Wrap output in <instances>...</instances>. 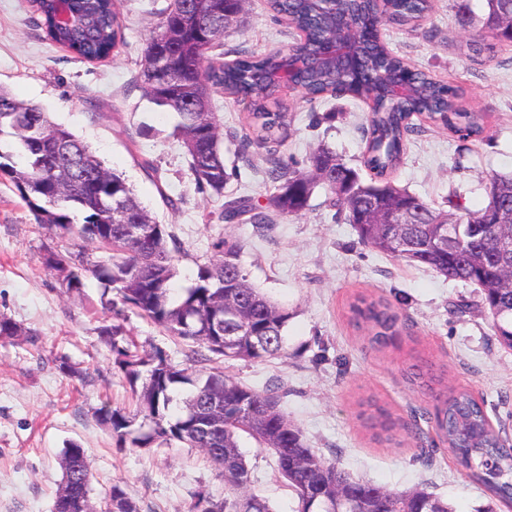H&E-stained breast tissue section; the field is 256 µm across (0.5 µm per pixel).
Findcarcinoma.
<instances>
[{
    "label": "carcinoma",
    "instance_id": "obj_1",
    "mask_svg": "<svg viewBox=\"0 0 512 512\" xmlns=\"http://www.w3.org/2000/svg\"><path fill=\"white\" fill-rule=\"evenodd\" d=\"M39 17L45 37L74 56L90 62L109 59L124 43L117 0H70L75 22L64 25L56 0H26ZM246 0H182L168 8L150 38L141 61L140 80L153 105L177 115L172 135L191 159L197 188L224 193L230 174L224 164L220 121L211 112L212 97L224 93L247 102L249 132L239 152L252 145L274 144L269 150L267 176L274 191L263 205L235 198L224 204L221 218L230 223L250 214L252 224L268 225L273 217L298 215L309 207L314 189L323 187L333 204L352 225L358 242L376 252L413 265H424L446 280L470 283L481 290L480 307L491 319L493 335L512 351V249L493 250L495 240L509 231L512 221V172L494 174L487 186L488 202L476 212L463 204L453 211L432 207L426 200L396 186L389 178L401 162L404 142L418 131L413 117L424 116L463 137H481L484 116L463 105V91L413 69L392 54L379 37L377 0H271L277 15L300 33L302 67L294 79L308 100L323 94L365 98L371 102L366 129L364 166L370 181L349 166L331 147L319 144L305 168L292 170L280 147L288 138V113L274 112L281 84L272 76L288 66V54L244 56L230 63L204 65L219 34L244 11ZM482 28L495 41L512 42V0H486ZM429 0H387L389 18L402 22L421 17ZM346 18L355 32L354 51L341 68L323 59L324 45L335 34L338 19ZM177 73L175 80L151 76L157 53ZM386 74L408 84L412 92L394 97L386 89ZM0 178L9 182L40 226L56 234L92 242L109 254L89 269L83 263L66 272L69 291H80L92 277L113 292L112 309L130 310L159 325L170 336L198 346L200 361L218 358L264 360L287 355L285 331L293 313L273 303L248 278L238 262L242 244L220 236L213 247L220 259L197 265L193 283L172 296L178 263L187 256L181 243L152 218L125 176L104 164L90 147L67 127L51 120L41 107L19 100L0 88ZM400 203L411 223H386L388 207ZM142 224L153 230L144 239L128 235L127 227ZM453 232L449 247L438 245V229ZM405 248L399 249L394 235ZM232 297L239 309L223 308ZM352 320L372 331L370 342L384 346L405 329L398 312L382 299L360 298L351 306ZM100 339L112 348L136 400V413L106 409L119 447L145 448L155 442L181 443L203 452L217 468L233 495L215 502L200 492L189 512H274L269 501L248 491L251 471L242 440L252 439L274 457L276 470L297 499L295 512H452L448 503L422 488L405 491L353 476L338 462L309 448L302 431L288 419L273 388L258 390L239 384L212 368L191 377L160 349L141 350L123 326L100 329ZM192 389L182 410L168 415L180 385ZM138 429H133L137 417ZM376 438L395 439V431L410 434L405 422L396 423L384 411L371 419ZM434 430L448 452L474 482L499 502L512 503V448L492 425L484 402L467 389H450L435 409ZM71 442L60 459L62 482L74 481L80 506L90 512L89 461L76 460ZM112 512H138L137 504L118 484L112 485Z\"/></svg>",
    "mask_w": 512,
    "mask_h": 512
}]
</instances>
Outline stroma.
Listing matches in <instances>:
<instances>
[{
    "instance_id": "35a3bbf8",
    "label": "stroma",
    "mask_w": 512,
    "mask_h": 512,
    "mask_svg": "<svg viewBox=\"0 0 512 512\" xmlns=\"http://www.w3.org/2000/svg\"><path fill=\"white\" fill-rule=\"evenodd\" d=\"M170 2L120 0L126 42L106 61L90 63L47 41L25 0H0V86L41 105L107 167L125 175L142 204L188 251L178 264L176 288L190 286L198 265L216 259L217 235L242 243L240 263L250 280L293 313L285 332L288 355L226 361L222 368L258 390L277 386L282 408L318 455L390 489L425 488L454 512L491 504L448 450L434 444V394L418 392L407 380L417 365L441 369L445 385L484 400L492 423L512 444V352L499 346L476 310L479 288L364 247L321 188L308 210L277 224L222 222L225 201L245 197L260 203L268 195L266 152L254 147L246 157L234 154L233 144L247 129V108L214 96L225 162L238 175L223 196L198 191L189 159L171 137L176 116L151 104L139 81L144 49ZM484 8L485 0H432L430 12L415 24H382L390 49L462 87L465 107L485 116L487 131L476 140L416 117L419 132L410 137L391 179L437 208L459 200L479 210L487 202V176L512 171V43L472 54L469 43L484 31L480 23H460L465 10L479 16ZM299 41V32L268 0H248L241 22L225 32L221 51L230 62ZM281 103L290 122L282 155L301 163L324 141L362 168L370 101L328 96L309 102L286 88ZM76 253L91 265L103 257L95 244L40 227L11 184L0 182V314L21 328L20 335L0 337V512H52L68 440L87 452L94 512H103L105 493L115 484L140 512H188L201 491L223 501L224 480L198 449L116 446L101 410L131 412L135 402L111 348L99 338L102 326L122 324L138 345L160 348L189 371L200 365L191 359L188 342L133 313L103 309V288L95 279H88L83 292L66 291L62 273L48 263ZM360 295L398 307L410 333L384 347L371 345L367 330L350 320L349 306ZM369 399L391 417L416 420L422 442L374 441L363 418ZM243 450L252 491L267 498L274 512H294L295 496L273 456L251 441Z\"/></svg>"
}]
</instances>
